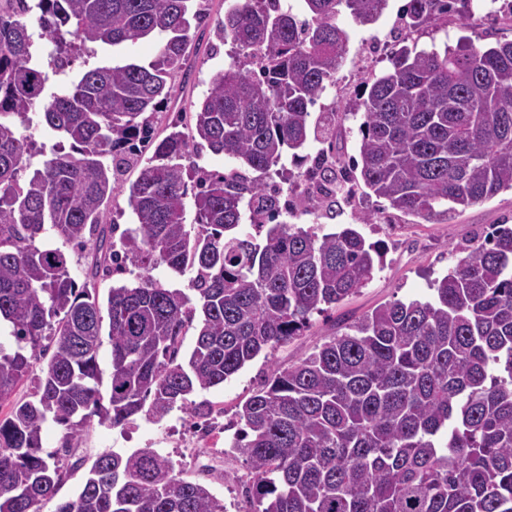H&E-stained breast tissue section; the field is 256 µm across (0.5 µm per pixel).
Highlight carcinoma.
<instances>
[{
    "label": "carcinoma",
    "instance_id": "cac0c4a2",
    "mask_svg": "<svg viewBox=\"0 0 512 512\" xmlns=\"http://www.w3.org/2000/svg\"><path fill=\"white\" fill-rule=\"evenodd\" d=\"M214 27L232 62L210 79L193 123L155 134L187 64L194 0H0V404L47 358L32 399L0 417V512H41L66 477L42 455L47 420L76 445L93 417L121 427L174 408L203 419L190 396L224 384L266 349L303 334L313 313L357 293L383 264L382 248L351 224L317 236L286 221L298 211L336 217L339 196L362 184L404 214L450 217L512 190V41L443 51L407 45L371 75L357 104L358 158L330 161L336 106L311 108L349 52L336 20L375 23L388 0H224ZM474 0H408L399 31L416 32ZM34 14L39 32L26 17ZM156 36L148 64L92 67L55 81L71 51ZM53 46L55 68L33 61L34 38ZM39 117L70 142L35 150L20 131ZM312 141L328 144L299 154ZM206 147L231 165L193 179L196 231L185 224L188 181L179 160ZM41 167L23 184L31 159ZM305 167L287 201L266 176L283 157ZM139 169L124 187L123 176ZM360 176H354V171ZM128 189L136 227L114 249L104 223ZM94 240L95 261L77 286L70 257L35 241ZM432 285L428 300L374 308L298 362L274 368L237 412L230 447L248 466V512H512V225L498 224ZM129 263L137 282L96 281ZM196 271L190 292L154 274ZM109 319L108 399L99 377L102 311ZM194 330L192 351L182 354ZM54 344L52 354L43 340ZM55 512H224L204 485L174 472L153 448L105 451L75 498Z\"/></svg>",
    "mask_w": 512,
    "mask_h": 512
}]
</instances>
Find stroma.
<instances>
[{"label": "stroma", "mask_w": 512, "mask_h": 512, "mask_svg": "<svg viewBox=\"0 0 512 512\" xmlns=\"http://www.w3.org/2000/svg\"><path fill=\"white\" fill-rule=\"evenodd\" d=\"M407 0H388V7L369 26H360L349 15H340L337 22L349 36V54L336 76V84L328 88L320 100L321 106H350L361 91L362 83L371 75L385 70L387 53L395 47L397 16ZM207 25L192 27L190 34L198 39V53L191 56L187 73L178 74L175 98L166 111L154 118L157 130H164L172 117L183 114L191 118L198 102L204 97L214 73L230 61V46H221L216 55H209ZM465 41L482 49L498 41L512 40V21L500 16L476 15L472 24H463L457 14H449L435 27L411 34L408 45L417 49L444 48ZM378 43L382 54L367 60L365 44ZM360 214L373 215L374 221L359 226L371 242H381L384 262L373 279L358 293L349 296L336 308L311 317L303 336L261 353L224 385L198 393L197 401L209 402L212 408L211 429L197 428L193 418L181 410H173L162 420L141 414L126 426L110 428L98 421L88 422L77 447L64 445V427L47 423L42 432L44 453L57 455L67 476L55 498L42 505V512H55L59 503L73 499L98 455L106 451L130 454L139 448H154L170 458L177 474L201 483L223 500L226 512H245L242 479L248 471L242 458L228 452L227 447L239 429L236 413L239 407L259 387L272 368L287 366L311 354L338 331L341 325L354 322L378 305L401 300L430 298L431 283L447 274L455 262L457 247L473 245L482 240L496 224H512V191L500 192L493 198L471 206L448 222L425 221L392 209L386 199L366 194L355 188L342 202L336 218L320 220L313 215L295 217L297 226H320L324 231H336L340 225L354 222Z\"/></svg>", "instance_id": "35a3bbf8"}]
</instances>
